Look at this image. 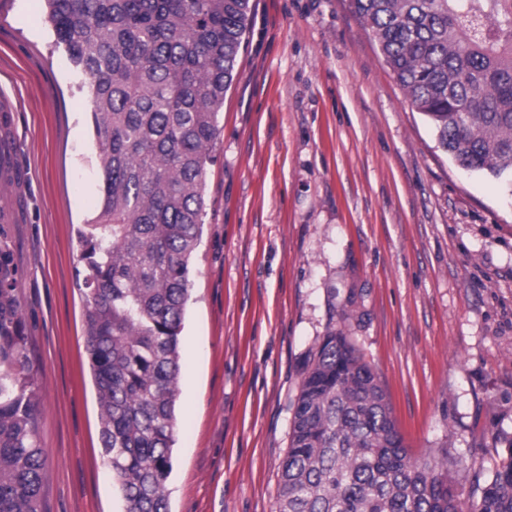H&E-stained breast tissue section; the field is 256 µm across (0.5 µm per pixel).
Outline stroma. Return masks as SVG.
I'll return each mask as SVG.
<instances>
[{
	"mask_svg": "<svg viewBox=\"0 0 512 512\" xmlns=\"http://www.w3.org/2000/svg\"><path fill=\"white\" fill-rule=\"evenodd\" d=\"M190 267L170 512H276L308 351L342 329L414 455H512V198L458 168L347 0H253ZM44 0H0V241L37 377L45 512H124L78 231L102 174Z\"/></svg>",
	"mask_w": 512,
	"mask_h": 512,
	"instance_id": "stroma-1",
	"label": "stroma"
}]
</instances>
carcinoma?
Here are the masks:
<instances>
[{"label":"carcinoma","instance_id":"carcinoma-1","mask_svg":"<svg viewBox=\"0 0 512 512\" xmlns=\"http://www.w3.org/2000/svg\"><path fill=\"white\" fill-rule=\"evenodd\" d=\"M89 78L102 173L79 232L86 351L124 512H169L180 333L208 169L251 0H45ZM439 147L512 182V0H349ZM17 273L0 245V512H43L36 380ZM416 457L372 366L334 327L303 362L276 512H512V456L471 476Z\"/></svg>","mask_w":512,"mask_h":512}]
</instances>
